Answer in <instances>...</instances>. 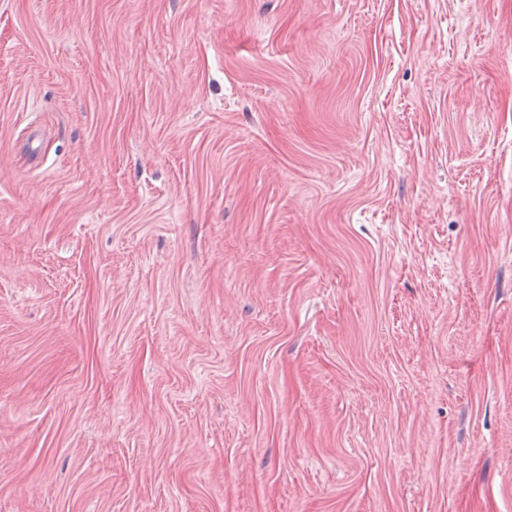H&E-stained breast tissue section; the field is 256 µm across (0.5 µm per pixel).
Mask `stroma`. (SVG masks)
<instances>
[{"label": "stroma", "mask_w": 512, "mask_h": 512, "mask_svg": "<svg viewBox=\"0 0 512 512\" xmlns=\"http://www.w3.org/2000/svg\"><path fill=\"white\" fill-rule=\"evenodd\" d=\"M0 512H512V0H0Z\"/></svg>", "instance_id": "obj_1"}]
</instances>
